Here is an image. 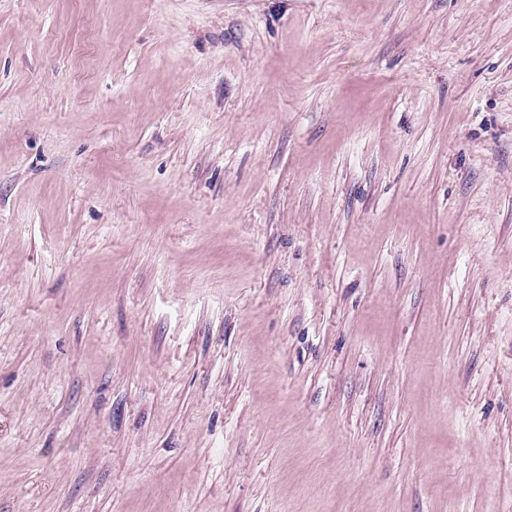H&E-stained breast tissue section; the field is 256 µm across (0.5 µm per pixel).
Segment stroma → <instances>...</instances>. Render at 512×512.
<instances>
[{
  "instance_id": "obj_1",
  "label": "stroma",
  "mask_w": 512,
  "mask_h": 512,
  "mask_svg": "<svg viewBox=\"0 0 512 512\" xmlns=\"http://www.w3.org/2000/svg\"><path fill=\"white\" fill-rule=\"evenodd\" d=\"M0 512H512V0H0Z\"/></svg>"
}]
</instances>
